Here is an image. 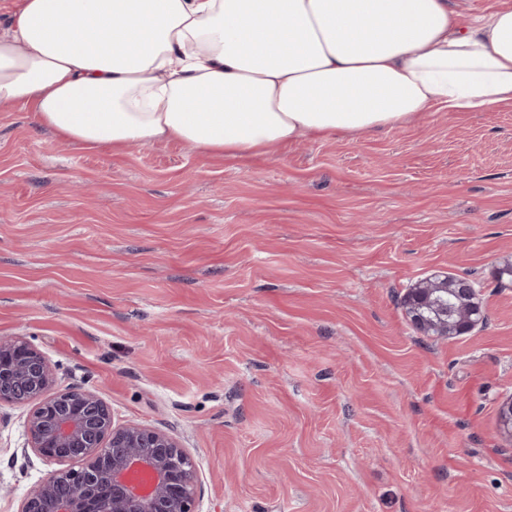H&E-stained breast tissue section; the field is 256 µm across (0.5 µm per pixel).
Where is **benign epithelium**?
I'll return each instance as SVG.
<instances>
[{
  "mask_svg": "<svg viewBox=\"0 0 512 512\" xmlns=\"http://www.w3.org/2000/svg\"><path fill=\"white\" fill-rule=\"evenodd\" d=\"M46 354L24 338H0V404L29 406L27 447L61 465L19 512H196L189 453L168 433L115 424L96 392L54 390Z\"/></svg>",
  "mask_w": 512,
  "mask_h": 512,
  "instance_id": "obj_1",
  "label": "benign epithelium"
}]
</instances>
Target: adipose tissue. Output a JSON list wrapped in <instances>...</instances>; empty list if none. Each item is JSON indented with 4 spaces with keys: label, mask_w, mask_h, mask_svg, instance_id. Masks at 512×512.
Here are the masks:
<instances>
[{
    "label": "adipose tissue",
    "mask_w": 512,
    "mask_h": 512,
    "mask_svg": "<svg viewBox=\"0 0 512 512\" xmlns=\"http://www.w3.org/2000/svg\"><path fill=\"white\" fill-rule=\"evenodd\" d=\"M512 101V8L450 0H18L0 106L88 146L245 156ZM462 24L466 25L478 18L487 17L503 6H512V0H452Z\"/></svg>",
    "instance_id": "ef3b65f1"
}]
</instances>
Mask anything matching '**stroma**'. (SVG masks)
<instances>
[{
    "label": "stroma",
    "instance_id": "35a3bbf8",
    "mask_svg": "<svg viewBox=\"0 0 512 512\" xmlns=\"http://www.w3.org/2000/svg\"><path fill=\"white\" fill-rule=\"evenodd\" d=\"M512 103L246 158L0 107V337L175 436L198 512H512ZM484 320L429 336L419 281ZM0 405V512L52 470Z\"/></svg>",
    "mask_w": 512,
    "mask_h": 512
}]
</instances>
